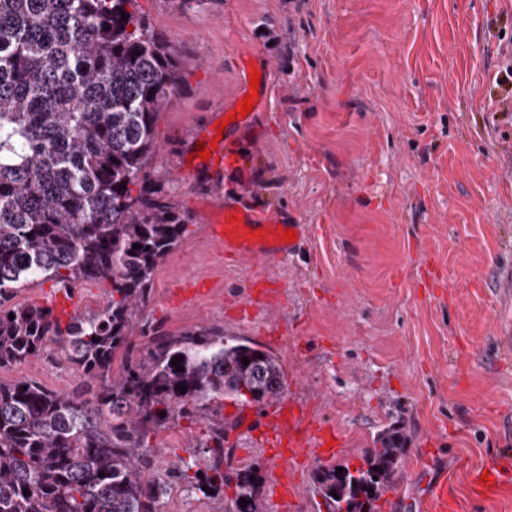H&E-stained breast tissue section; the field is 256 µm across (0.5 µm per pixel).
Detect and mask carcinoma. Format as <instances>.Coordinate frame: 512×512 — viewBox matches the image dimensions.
I'll return each instance as SVG.
<instances>
[{
    "label": "carcinoma",
    "mask_w": 512,
    "mask_h": 512,
    "mask_svg": "<svg viewBox=\"0 0 512 512\" xmlns=\"http://www.w3.org/2000/svg\"><path fill=\"white\" fill-rule=\"evenodd\" d=\"M186 72L139 0H0V368L53 344L80 380L69 393L0 382V512H162L192 469L193 489L234 485L231 512H264L259 477L224 471V422L207 409L277 399L278 359L212 328L171 336L146 322V355L133 342L154 274L187 233L147 170ZM38 279L65 292L96 283L107 300L65 320L14 302ZM182 419L206 424L200 452L150 475V438ZM405 445L389 427L361 466L317 470L327 512H374Z\"/></svg>",
    "instance_id": "cac0c4a2"
}]
</instances>
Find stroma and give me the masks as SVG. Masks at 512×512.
<instances>
[{
	"label": "stroma",
	"instance_id": "stroma-1",
	"mask_svg": "<svg viewBox=\"0 0 512 512\" xmlns=\"http://www.w3.org/2000/svg\"><path fill=\"white\" fill-rule=\"evenodd\" d=\"M188 74L156 125L152 179L188 232L157 268L143 315L178 336L217 327L275 356L289 394L334 429L336 464L360 466L390 425L408 437L376 512H512V483L478 490L476 472L512 456V0H140ZM270 68L274 94L229 137L242 165L195 158L218 143L240 83L236 56ZM226 205L308 228L272 266L226 257L207 225ZM267 287H256L259 277ZM57 392L77 385L49 349L0 381ZM265 405L225 400L228 471L262 478ZM204 431H163L150 450L162 477ZM317 458L299 461L298 512H327ZM233 489L173 485L164 512H228Z\"/></svg>",
	"mask_w": 512,
	"mask_h": 512
}]
</instances>
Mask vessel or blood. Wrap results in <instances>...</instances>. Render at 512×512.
I'll use <instances>...</instances> for the list:
<instances>
[{"instance_id":"b4317fda","label":"vessel or blood","mask_w":512,"mask_h":512,"mask_svg":"<svg viewBox=\"0 0 512 512\" xmlns=\"http://www.w3.org/2000/svg\"><path fill=\"white\" fill-rule=\"evenodd\" d=\"M284 224L251 211L225 207L223 217L212 227V239L223 246L226 255H248L270 264L297 252L303 235L302 225H295L296 241L283 238ZM332 432L312 418L307 406L282 395L273 402L259 433L270 454L271 490L276 512H294L292 481L289 473L298 459L311 455L320 461H332L339 453L332 446Z\"/></svg>"}]
</instances>
